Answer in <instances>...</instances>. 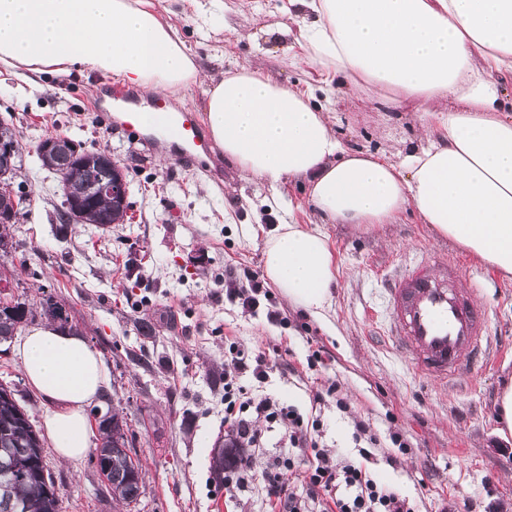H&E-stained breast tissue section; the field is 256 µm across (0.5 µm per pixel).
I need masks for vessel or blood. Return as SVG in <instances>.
I'll return each instance as SVG.
<instances>
[{
    "label": "vessel or blood",
    "instance_id": "vessel-or-blood-1",
    "mask_svg": "<svg viewBox=\"0 0 512 512\" xmlns=\"http://www.w3.org/2000/svg\"><path fill=\"white\" fill-rule=\"evenodd\" d=\"M180 138L192 148L185 161L198 160L210 148L193 113H183ZM429 268V262L414 263L388 283L392 340L409 352L416 376L441 382L468 377L491 359L484 346L487 312L473 303L456 258L448 259L445 275L431 274Z\"/></svg>",
    "mask_w": 512,
    "mask_h": 512
}]
</instances>
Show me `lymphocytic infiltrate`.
<instances>
[{
    "label": "lymphocytic infiltrate",
    "instance_id": "1",
    "mask_svg": "<svg viewBox=\"0 0 512 512\" xmlns=\"http://www.w3.org/2000/svg\"><path fill=\"white\" fill-rule=\"evenodd\" d=\"M230 368L224 373V420L234 445L257 446L258 421L275 424L288 437L294 456L275 463L276 473L268 486L269 496L275 497L280 512H310L315 502H323L322 512H411L406 498L378 484L366 469L355 463L334 462L320 447L316 433L319 420L305 421L292 406L270 398H254L236 382L237 374L251 372L255 379L266 376L263 355H249L237 346H230ZM303 471L308 487L306 497L288 493L287 475Z\"/></svg>",
    "mask_w": 512,
    "mask_h": 512
}]
</instances>
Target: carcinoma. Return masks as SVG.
<instances>
[{"label":"carcinoma","instance_id":"obj_1","mask_svg":"<svg viewBox=\"0 0 512 512\" xmlns=\"http://www.w3.org/2000/svg\"><path fill=\"white\" fill-rule=\"evenodd\" d=\"M75 141L59 138L58 152L48 164L64 166L73 156ZM22 166V146L13 153L0 155V168L18 173ZM72 194L88 206L87 221L101 227L121 223V213L111 204L98 198L99 191L92 180L72 185ZM26 303L0 306V343L15 336L25 317ZM127 422L117 413L102 421L100 443L96 448L99 462L107 470L106 481L112 497L126 505L136 503L144 493L139 472L128 463L132 442L123 431ZM0 512H58L55 481L44 461L43 443L27 412L6 399L0 401Z\"/></svg>","mask_w":512,"mask_h":512}]
</instances>
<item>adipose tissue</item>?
<instances>
[{"instance_id": "ef3b65f1", "label": "adipose tissue", "mask_w": 512, "mask_h": 512, "mask_svg": "<svg viewBox=\"0 0 512 512\" xmlns=\"http://www.w3.org/2000/svg\"><path fill=\"white\" fill-rule=\"evenodd\" d=\"M293 44L319 75L306 89L242 66L209 89L214 142L242 177L306 180L326 224H387L407 207L442 237L512 278V0H289ZM0 70L105 74L175 96L198 75L195 56L152 0H0ZM378 90L414 103L427 147L400 162L343 147L321 102L335 90ZM449 100L448 109L435 104ZM264 274L311 316L324 317L336 282L318 228L279 225ZM43 398V428L62 460L90 450L86 406L109 382L84 336L30 327L15 345Z\"/></svg>"}]
</instances>
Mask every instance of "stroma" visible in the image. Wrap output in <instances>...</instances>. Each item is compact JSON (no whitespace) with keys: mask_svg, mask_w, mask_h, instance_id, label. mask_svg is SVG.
I'll use <instances>...</instances> for the list:
<instances>
[{"mask_svg":"<svg viewBox=\"0 0 512 512\" xmlns=\"http://www.w3.org/2000/svg\"><path fill=\"white\" fill-rule=\"evenodd\" d=\"M153 2L200 64L195 83L168 98L170 110L202 114L212 82L237 66L262 68L297 87L317 77L295 58L291 37L277 30L291 23L288 0H253L247 37L237 33L234 0H224L223 19L205 31L188 0ZM113 83L104 74L49 77L21 95L15 78L0 74V117H11L20 132L23 170L16 182L29 197L26 215L12 227V248L0 254V274H11L12 298L36 305L48 296L66 306L72 328L108 367V398L130 427L144 475V494L127 507L113 500L93 456L65 463L46 447L59 512H271L266 465L288 455L276 428L262 429V447L247 449L254 468L244 488L232 498L214 497L224 487L212 457L225 443L224 359L232 344L264 353L272 365L266 380L247 372L239 384L320 417L319 442L333 459H360L354 422L369 423L380 445L364 465L413 512H442L449 502L458 512L512 506V439L496 432V398L512 381V279L439 236L409 208L366 230L321 226L338 268L325 319L276 289L271 298L282 322H268L262 307L242 310L224 298V270L262 274L265 240L277 225L316 222L303 182L243 179L216 147L192 165L163 161L155 135L133 137L122 129L125 115L106 96ZM327 106L346 149L397 162L425 143L411 105L390 106L364 89L336 92ZM49 135L111 151L128 175L130 223L59 229V177L41 168L36 154ZM451 254L477 279L474 300L488 311L492 348L503 356L474 381L443 386L415 377L393 347L383 287L417 261ZM317 350L324 362L308 368ZM1 382L14 387L34 426H41L43 400L24 379L9 342L0 345ZM333 383L347 412L337 410V397L313 399ZM395 431L407 451L393 448Z\"/></svg>","mask_w":512,"mask_h":512,"instance_id":"35a3bbf8","label":"stroma"}]
</instances>
